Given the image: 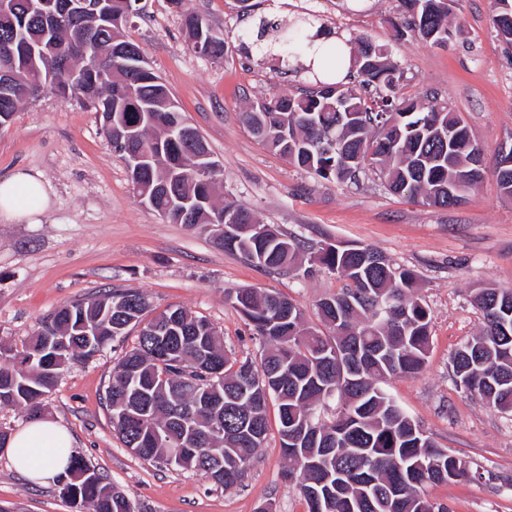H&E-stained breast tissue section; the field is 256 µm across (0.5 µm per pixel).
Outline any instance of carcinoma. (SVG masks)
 <instances>
[{
    "mask_svg": "<svg viewBox=\"0 0 512 512\" xmlns=\"http://www.w3.org/2000/svg\"><path fill=\"white\" fill-rule=\"evenodd\" d=\"M129 0H103L98 14L54 18L17 0L0 13V68L14 81L0 87V124L20 104L77 72L69 95L109 115L104 133L113 151L130 149L146 161L139 183L158 189L150 208L172 224L211 225L224 213L218 246L257 267L287 272L305 246L270 224L264 232L244 205L215 203L221 170L200 175L195 167L200 134L188 143L168 128L182 111L148 66L118 52ZM392 21L420 39L448 40V0H399ZM512 0H493L492 21L512 46ZM313 17L298 27L259 18L260 35L281 62L314 55ZM192 49L208 45V57L224 55V38L197 14L183 16ZM365 43L351 57L354 82H322L298 97L260 99L244 113L248 130L289 163L323 179L345 181L371 170L395 194L440 207L468 198L484 170L482 149L464 119L448 106L400 94L404 71L386 49ZM501 193L512 198V164L497 163ZM314 263L338 274L342 286L321 299L324 333L305 326L292 300L241 289L230 301L263 345L260 362L237 360L215 327L182 307L151 315L141 292L110 290L65 304L40 322L20 350L0 348V404L20 406L36 418L60 370L94 357L111 341L140 327L137 346L118 361L106 388L113 431L139 458L204 473L226 490L242 484L248 465L269 432L268 406L278 411L280 448L289 461L306 512H445L422 489L471 477L469 462L436 446L387 390L388 381L414 376L430 350L431 315L416 295L414 271L396 266L370 245L324 244ZM474 301L480 332L450 357L455 383L501 413L512 415V288H481ZM97 331L89 345L83 329ZM340 410L326 416L330 402ZM66 480L70 496L92 512H134L130 501L80 456H72Z\"/></svg>",
    "mask_w": 512,
    "mask_h": 512,
    "instance_id": "cac0c4a2",
    "label": "carcinoma"
}]
</instances>
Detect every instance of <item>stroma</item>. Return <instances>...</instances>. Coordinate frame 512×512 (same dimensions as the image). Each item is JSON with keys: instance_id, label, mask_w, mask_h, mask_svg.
Here are the masks:
<instances>
[{"instance_id": "obj_1", "label": "stroma", "mask_w": 512, "mask_h": 512, "mask_svg": "<svg viewBox=\"0 0 512 512\" xmlns=\"http://www.w3.org/2000/svg\"><path fill=\"white\" fill-rule=\"evenodd\" d=\"M147 0L126 36L198 130L224 169L221 200L246 205L264 224L308 245H370L415 271L417 295L431 314V349L416 377L388 390L433 442L470 461L473 479L428 486L426 497L448 512H512V416L457 388L449 360L482 325L473 302L481 288L512 287V199L493 170L501 146H512V48L492 23V0H454L451 34L433 44L399 36L390 24L396 0H279L277 20L303 13L351 42L385 46L404 70L402 93L437 99L459 112L484 149V179L465 204L441 208L389 191L374 173L358 183L315 178L254 138L242 122L260 98L297 96L312 86L300 63L245 55L241 36L269 0ZM204 15L224 35L214 60L195 53L182 12ZM41 172L54 191L37 224L0 222V344L22 348L40 320L58 307L112 289L147 294L155 311L180 306L205 317L233 357H258L228 295L258 288L290 298L305 324L321 328L317 304L340 286L336 273L299 261L289 273L263 270L218 248L209 227L172 224L141 204L127 167L113 153L95 109L46 91L20 105L0 128V178ZM130 330L87 363L65 367L46 397V414L69 430L74 452L127 496L135 512H303L286 476L277 432L252 458L242 486L224 490L202 473L140 459L116 437L105 407L112 369L137 343ZM6 512H75L56 485L19 474L0 450V508Z\"/></svg>"}]
</instances>
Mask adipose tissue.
<instances>
[{
  "mask_svg": "<svg viewBox=\"0 0 512 512\" xmlns=\"http://www.w3.org/2000/svg\"><path fill=\"white\" fill-rule=\"evenodd\" d=\"M51 193L38 173L19 170L0 179V221L36 223L50 209ZM5 448L14 468L41 485L54 483L73 453L68 431L47 416L9 436Z\"/></svg>",
  "mask_w": 512,
  "mask_h": 512,
  "instance_id": "adipose-tissue-1",
  "label": "adipose tissue"
}]
</instances>
